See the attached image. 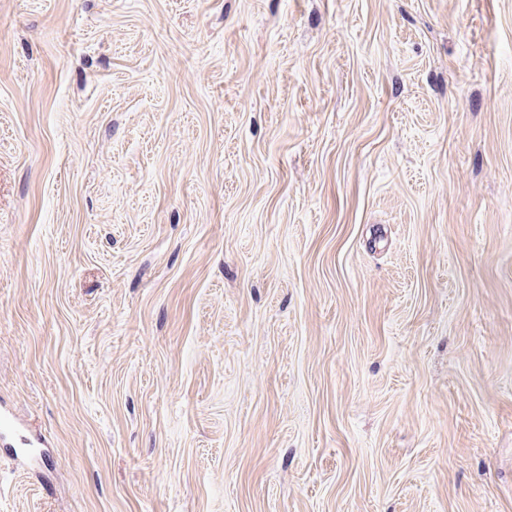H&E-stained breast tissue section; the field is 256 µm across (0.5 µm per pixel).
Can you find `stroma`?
<instances>
[{
    "label": "stroma",
    "mask_w": 512,
    "mask_h": 512,
    "mask_svg": "<svg viewBox=\"0 0 512 512\" xmlns=\"http://www.w3.org/2000/svg\"><path fill=\"white\" fill-rule=\"evenodd\" d=\"M0 512H512V0H0Z\"/></svg>",
    "instance_id": "stroma-1"
}]
</instances>
